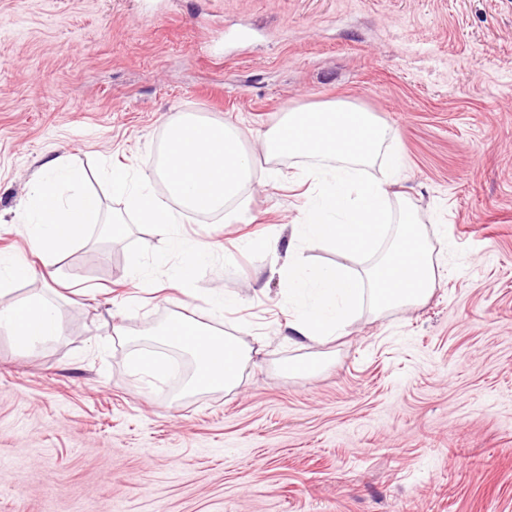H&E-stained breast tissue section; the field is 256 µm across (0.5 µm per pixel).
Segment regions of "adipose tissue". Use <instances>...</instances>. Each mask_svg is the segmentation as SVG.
I'll list each match as a JSON object with an SVG mask.
<instances>
[{"label":"adipose tissue","instance_id":"adipose-tissue-1","mask_svg":"<svg viewBox=\"0 0 512 512\" xmlns=\"http://www.w3.org/2000/svg\"><path fill=\"white\" fill-rule=\"evenodd\" d=\"M8 328L14 345L25 351L35 343L61 332V316L55 303L34 293L24 298L0 303V328ZM166 339L189 351L195 371L189 381L194 391H229L241 381L244 367L255 349L239 337L217 328H205L188 315H178L165 328Z\"/></svg>","mask_w":512,"mask_h":512}]
</instances>
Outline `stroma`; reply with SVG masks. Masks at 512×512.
I'll return each mask as SVG.
<instances>
[{"label": "stroma", "instance_id": "1", "mask_svg": "<svg viewBox=\"0 0 512 512\" xmlns=\"http://www.w3.org/2000/svg\"><path fill=\"white\" fill-rule=\"evenodd\" d=\"M329 100L395 131L439 276L423 304L297 346L269 243L315 188L261 135ZM179 114L237 127L252 158L239 221L179 225L233 266L187 296L132 282L128 241L94 236L13 284L57 303L62 334L21 356L0 329V512H512V0H0V250L28 255L21 202L50 153L122 214L94 161L152 175ZM217 287L238 300L220 318ZM181 298L262 338L237 388L132 373L146 350L188 360L159 335Z\"/></svg>", "mask_w": 512, "mask_h": 512}]
</instances>
